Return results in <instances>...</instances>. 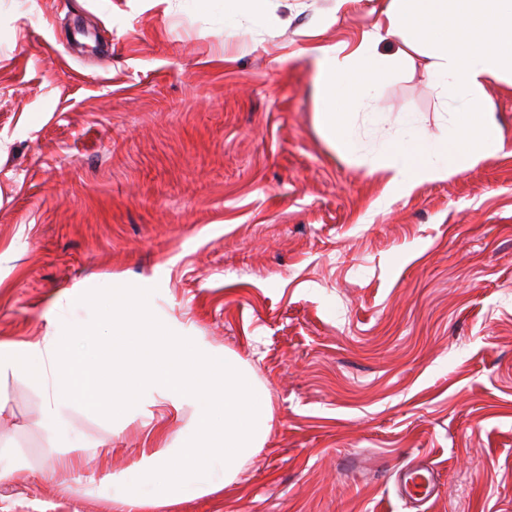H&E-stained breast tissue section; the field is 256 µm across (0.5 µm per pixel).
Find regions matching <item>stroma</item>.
<instances>
[{
	"label": "stroma",
	"mask_w": 512,
	"mask_h": 512,
	"mask_svg": "<svg viewBox=\"0 0 512 512\" xmlns=\"http://www.w3.org/2000/svg\"><path fill=\"white\" fill-rule=\"evenodd\" d=\"M379 0H0V341L152 289L162 319L268 391L272 429L232 484L162 512H512V86L503 151L384 197L369 161L452 125L422 62L354 104L359 151L316 122L315 45L355 44ZM195 419L80 412L0 377V512H117L113 475ZM270 0H224V13L234 17L251 18L263 15ZM401 476L406 494L420 507L432 499L434 496V482L429 467L406 466L401 469Z\"/></svg>",
	"instance_id": "obj_1"
}]
</instances>
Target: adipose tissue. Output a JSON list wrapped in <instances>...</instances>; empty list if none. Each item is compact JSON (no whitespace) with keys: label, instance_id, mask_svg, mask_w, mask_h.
I'll list each match as a JSON object with an SVG mask.
<instances>
[{"label":"adipose tissue","instance_id":"obj_1","mask_svg":"<svg viewBox=\"0 0 512 512\" xmlns=\"http://www.w3.org/2000/svg\"><path fill=\"white\" fill-rule=\"evenodd\" d=\"M391 36L401 39V49L380 53V43ZM315 53L317 122L329 145L343 155L355 149L353 119L337 111V103L372 98L389 73L406 69L418 57L454 122L476 111L474 143L417 134L386 143L380 163L387 174L386 195H408L421 182L445 179L462 165L502 150L486 89L494 82L512 84V0H383L354 48L319 46Z\"/></svg>","mask_w":512,"mask_h":512}]
</instances>
